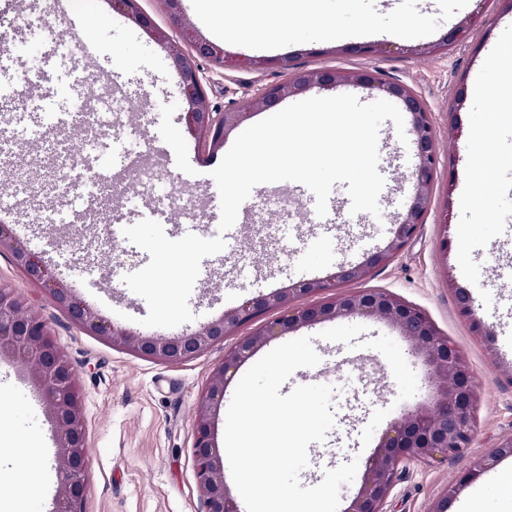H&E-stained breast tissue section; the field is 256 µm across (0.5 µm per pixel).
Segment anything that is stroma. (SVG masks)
Wrapping results in <instances>:
<instances>
[{"label": "stroma", "mask_w": 512, "mask_h": 512, "mask_svg": "<svg viewBox=\"0 0 512 512\" xmlns=\"http://www.w3.org/2000/svg\"><path fill=\"white\" fill-rule=\"evenodd\" d=\"M257 19L240 42L225 39L210 24L202 0H182L172 16L162 0H140L164 40L151 38L109 0H0V35L20 60L18 74L0 79L13 95L0 97V144L10 153L0 159V221L16 241L41 254L57 280L111 322L131 316V330L148 313L146 301L125 284L112 282V233L150 218L160 197L182 193L192 199L181 222L169 224L167 237L185 236L184 220H197L196 234L219 235L213 206L219 191L212 171L224 149L209 150L191 138L182 119L185 104L179 77L168 60L169 46L184 53L193 47L186 29L223 47L226 55L254 59L251 67H220L202 59L198 65L209 105L220 112L247 106L258 90L312 68L375 69L386 79L410 87L433 115L440 165L431 203L416 235L387 266L364 280L347 283L350 291L386 290L423 309L437 328L465 354L477 393L475 428L469 448L443 463H414L401 469L386 512H453L479 497L481 512H512L493 487L495 470L474 473L476 458L495 452L512 436V285L503 278L505 257L499 243L512 229V97L498 85L481 86L491 50L512 40V0H253ZM481 24L465 42L431 52L450 29L475 9ZM411 25L414 36L393 33L396 20ZM333 35L322 38L323 23ZM94 57L83 53L85 42ZM382 46L381 54L362 56L351 46ZM286 66H278V59ZM40 74L22 84L19 74ZM112 86L129 108L121 115L126 136L111 140L108 153L121 168L128 134L144 141L156 163L143 197L126 192L133 176L113 181L115 221H104L88 201L101 166L98 148L89 146L83 126L73 119L48 118L51 110L69 111L78 84ZM500 102L488 108L490 98ZM459 133L448 138V119ZM497 156H476L485 142ZM378 170L385 184L379 214L351 213L345 184L329 195L335 220L318 216L316 197L299 182L254 187L255 205L266 221L243 222L236 238L205 257L189 297L195 318L190 328L214 321L258 294L325 277L344 262L359 263L384 246L392 225L412 193L407 176L415 148L402 144L392 121L379 130ZM82 154L86 167L73 173L81 191L63 195L56 158ZM481 165V186L469 187L464 175ZM0 284L12 289L48 324L54 340L75 368L84 398L87 437V490L84 512H204V494L193 471L194 410L225 349L251 332L244 325L222 342L178 364L139 358L83 330L41 286L32 283L10 252L0 253ZM466 289L473 316L459 309L456 289ZM481 329H474V322ZM321 325L299 329L321 358L312 368L297 369L288 387L335 386V425L324 442L308 447L303 486L319 484L325 470L351 460L366 461L381 432L393 419L429 401L426 387L399 400L398 386L385 357L366 347L320 339ZM13 391L15 408L0 416V448H15L41 434L47 452L40 474L45 486L43 512H53L59 477L53 469L55 448L45 407L24 365L0 361V386Z\"/></svg>", "instance_id": "stroma-1"}]
</instances>
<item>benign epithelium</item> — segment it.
<instances>
[{
    "instance_id": "benign-epithelium-1",
    "label": "benign epithelium",
    "mask_w": 512,
    "mask_h": 512,
    "mask_svg": "<svg viewBox=\"0 0 512 512\" xmlns=\"http://www.w3.org/2000/svg\"><path fill=\"white\" fill-rule=\"evenodd\" d=\"M112 9L122 13L151 37L162 32L139 0H112ZM482 22L476 11L431 46L434 52L465 41ZM196 55L222 65L229 63L224 49L191 31ZM169 59L180 78L186 105L188 133L212 149L241 128L250 116L243 109L210 110L201 72L193 58L178 47L169 49ZM340 86L365 88L398 103L409 118V133L417 163L411 173L413 186L406 210L392 228V237L382 248L369 253L355 265L341 264L337 271L300 285L280 288L244 301L224 316L177 336L144 335L103 320L71 291L57 281L40 256L13 245L5 225H0V251H12L15 263L64 308L85 331L112 340L136 356L167 363L192 358L224 336L270 310L279 311L273 320L261 323L224 352V361L213 372L209 386L200 395L194 411L192 460L197 482L205 491L204 512H239L224 484V463L214 438V418L224 399L227 376L236 372L256 350L274 336H285L300 328L339 318L383 320L394 326L425 366L433 399L392 420L382 431L374 452L365 463L362 483L344 512H384L399 467L414 462H436L469 447L475 425L476 393L473 374L465 355L443 335L424 310L396 294L383 290L346 292L344 284L367 278L373 270L392 262L415 236L430 205V192L439 165L437 130L426 105L406 85L383 80L377 71L318 68L296 73L291 79L264 88L249 109L267 111L284 100L312 91ZM323 295L314 304H302L305 295ZM18 361L29 366L33 383L42 393L46 413L56 438L55 467L59 484L54 512H80L87 480L86 425L78 374L54 341L46 322L24 305L9 288L0 284V361ZM512 455V437L502 440L496 456L482 457L474 471L481 472L495 457Z\"/></svg>"
}]
</instances>
